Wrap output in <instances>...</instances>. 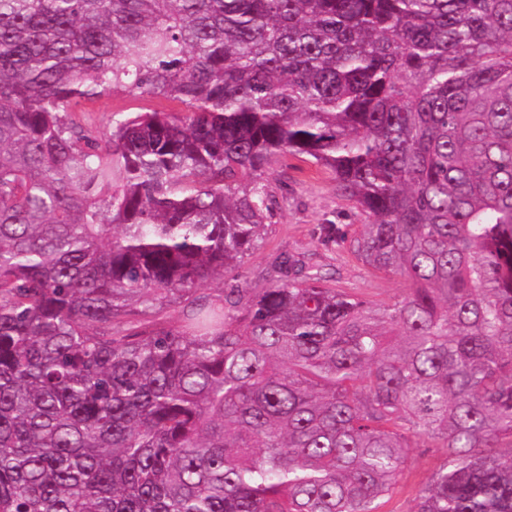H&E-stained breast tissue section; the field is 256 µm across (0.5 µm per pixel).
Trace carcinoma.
<instances>
[{
	"label": "carcinoma",
	"instance_id": "cac0c4a2",
	"mask_svg": "<svg viewBox=\"0 0 512 512\" xmlns=\"http://www.w3.org/2000/svg\"><path fill=\"white\" fill-rule=\"evenodd\" d=\"M282 154L401 295L207 288ZM416 448L512 512V0H0V512H380ZM161 109L167 112H182L184 107L176 102L150 97L131 96L123 92H114L93 102L86 103V112H76V118L95 126L101 131H107L112 124L113 111L145 112Z\"/></svg>",
	"mask_w": 512,
	"mask_h": 512
}]
</instances>
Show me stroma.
Segmentation results:
<instances>
[{"label":"stroma","instance_id":"stroma-1","mask_svg":"<svg viewBox=\"0 0 512 512\" xmlns=\"http://www.w3.org/2000/svg\"><path fill=\"white\" fill-rule=\"evenodd\" d=\"M161 109L181 111V104L150 97L115 92L86 103L79 118L99 130H108L116 111L145 112ZM269 188L282 196L283 206L274 224L268 226L259 247L247 256L239 270L240 279L249 287L262 288L273 277L272 268L282 254L304 258L320 266L330 278L356 289L366 300L389 301L401 294L404 284L394 277L373 273L356 260L345 246H324L319 228L325 221L336 222L346 236L358 232L362 217L336 193L330 172L311 167L292 156L277 158L267 172ZM441 453L415 449L411 464L401 473L392 497L381 512H410L413 500L441 464Z\"/></svg>","mask_w":512,"mask_h":512}]
</instances>
